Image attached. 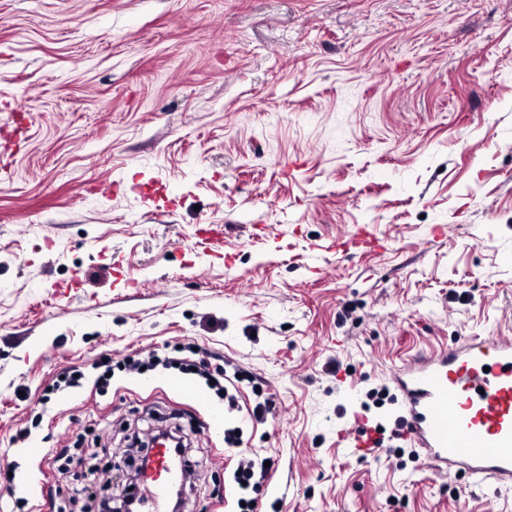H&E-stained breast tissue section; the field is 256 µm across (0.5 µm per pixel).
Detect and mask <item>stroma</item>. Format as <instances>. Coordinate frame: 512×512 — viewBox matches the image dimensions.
Segmentation results:
<instances>
[{
	"label": "stroma",
	"instance_id": "1",
	"mask_svg": "<svg viewBox=\"0 0 512 512\" xmlns=\"http://www.w3.org/2000/svg\"><path fill=\"white\" fill-rule=\"evenodd\" d=\"M491 329L512 0H0V512H99L160 426L192 441L185 512H235L254 454L257 512H512L391 435L394 368ZM189 342L272 394L266 421L125 366ZM359 415L379 454L340 439ZM66 447L100 454L62 474ZM265 461H269V458H258L257 456H241L239 458L233 472V480L240 490L246 491L250 487L254 488L267 476L270 466L264 467ZM243 482H246V485H243Z\"/></svg>",
	"mask_w": 512,
	"mask_h": 512
}]
</instances>
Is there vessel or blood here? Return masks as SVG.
<instances>
[{
	"mask_svg": "<svg viewBox=\"0 0 512 512\" xmlns=\"http://www.w3.org/2000/svg\"><path fill=\"white\" fill-rule=\"evenodd\" d=\"M403 400L404 439L438 472L512 485V337L491 331L410 360L393 374ZM171 453L159 449L143 478L150 512L174 483Z\"/></svg>",
	"mask_w": 512,
	"mask_h": 512,
	"instance_id": "b4317fda",
	"label": "vessel or blood"
}]
</instances>
